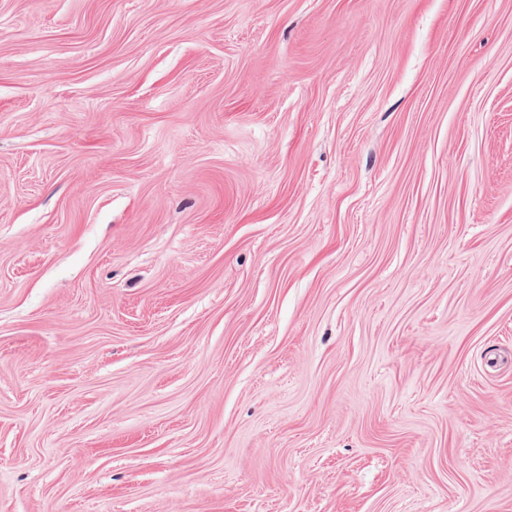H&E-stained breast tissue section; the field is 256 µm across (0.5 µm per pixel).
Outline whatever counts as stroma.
<instances>
[{
	"mask_svg": "<svg viewBox=\"0 0 512 512\" xmlns=\"http://www.w3.org/2000/svg\"><path fill=\"white\" fill-rule=\"evenodd\" d=\"M0 512H512V0H0Z\"/></svg>",
	"mask_w": 512,
	"mask_h": 512,
	"instance_id": "stroma-1",
	"label": "stroma"
}]
</instances>
